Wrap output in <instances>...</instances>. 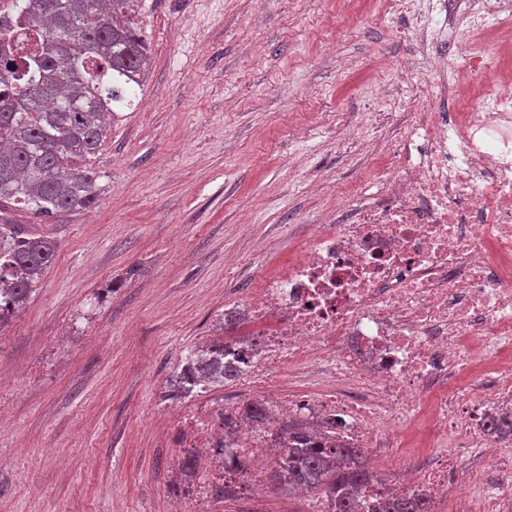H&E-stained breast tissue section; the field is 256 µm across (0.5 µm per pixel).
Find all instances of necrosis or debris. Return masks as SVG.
Returning <instances> with one entry per match:
<instances>
[{
  "label": "necrosis or debris",
  "instance_id": "obj_1",
  "mask_svg": "<svg viewBox=\"0 0 512 512\" xmlns=\"http://www.w3.org/2000/svg\"><path fill=\"white\" fill-rule=\"evenodd\" d=\"M411 19L408 118L387 148L381 192L339 198L347 221L315 225L303 253L265 270L225 322L248 337L224 339L235 387L275 417L331 423L367 464L393 467L407 424L434 423L437 451L369 497L429 495L436 512H512V77L496 44L463 63L438 58L512 14V0H428ZM430 84H412L414 72ZM296 371L300 394L281 399L279 374ZM210 388L177 413L182 445L207 451L175 512H212V485L263 495L272 429L248 419L224 429ZM501 478L489 481L490 471Z\"/></svg>",
  "mask_w": 512,
  "mask_h": 512
}]
</instances>
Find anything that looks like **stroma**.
<instances>
[{
  "label": "stroma",
  "instance_id": "1",
  "mask_svg": "<svg viewBox=\"0 0 512 512\" xmlns=\"http://www.w3.org/2000/svg\"><path fill=\"white\" fill-rule=\"evenodd\" d=\"M146 81L94 157L89 210L25 230L58 243L26 307L0 328V368L59 333L49 377L17 397L20 451L51 447L33 480L0 469V512H169L184 462L167 398L183 355L217 334L312 225L332 224L354 171L403 110L408 21L385 0H141Z\"/></svg>",
  "mask_w": 512,
  "mask_h": 512
}]
</instances>
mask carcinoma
<instances>
[{"mask_svg":"<svg viewBox=\"0 0 512 512\" xmlns=\"http://www.w3.org/2000/svg\"><path fill=\"white\" fill-rule=\"evenodd\" d=\"M139 0H11L0 15V326L24 308L57 242L28 233L7 214L23 205L36 215L88 210L99 198L100 175L90 158L105 143L117 110L132 105L150 65ZM24 81L14 84L13 79ZM232 377L224 349L194 348L176 373L178 391L198 381ZM280 445L269 483L306 490L326 501L325 512H358L356 494L377 474L360 448H325L298 424L274 429ZM414 497L374 506L372 512H429Z\"/></svg>","mask_w":512,"mask_h":512,"instance_id":"carcinoma-1","label":"carcinoma"}]
</instances>
